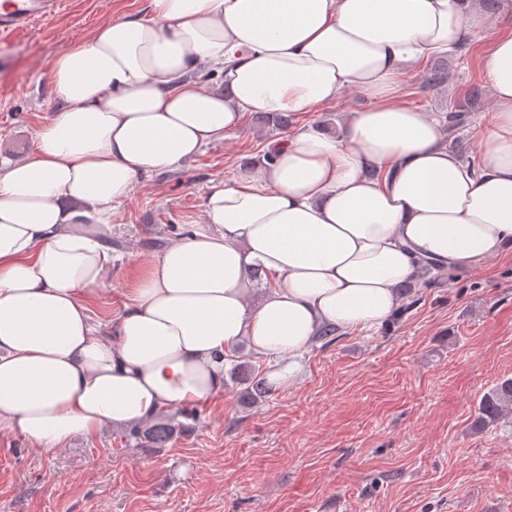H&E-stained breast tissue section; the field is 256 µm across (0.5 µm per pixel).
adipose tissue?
Instances as JSON below:
<instances>
[{"label": "adipose tissue", "mask_w": 512, "mask_h": 512, "mask_svg": "<svg viewBox=\"0 0 512 512\" xmlns=\"http://www.w3.org/2000/svg\"><path fill=\"white\" fill-rule=\"evenodd\" d=\"M486 24L469 0H150L55 57L58 108L0 166V431L52 453L203 405L242 343L292 380L322 325L380 326L423 262L512 253V35L487 46L496 111L477 163L396 98L401 76ZM203 60L223 64L226 91L189 80ZM348 89L366 106L337 132L271 140L272 159L212 186L203 223L150 262L121 314L94 318L112 209L137 183L244 113L316 112Z\"/></svg>", "instance_id": "adipose-tissue-1"}]
</instances>
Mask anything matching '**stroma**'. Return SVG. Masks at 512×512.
<instances>
[{"mask_svg":"<svg viewBox=\"0 0 512 512\" xmlns=\"http://www.w3.org/2000/svg\"><path fill=\"white\" fill-rule=\"evenodd\" d=\"M149 0H63L59 12L0 35V160L20 159L57 102L52 60L99 25L144 16ZM512 33V0L448 58V82L426 64L402 79L399 100L444 117L461 109L450 141L476 162L493 109L483 72L491 36ZM257 114L179 169L144 178L112 214L118 263L89 297L117 316L148 262L202 223L213 185L263 156L273 139ZM374 331L339 334L305 350L292 384L246 349L213 404L184 408L164 448L130 428L74 438L49 454L0 432V512H512V416L476 429L478 404L512 377V253L482 269H433ZM258 373L265 392L251 388Z\"/></svg>","mask_w":512,"mask_h":512,"instance_id":"obj_1","label":"stroma"}]
</instances>
